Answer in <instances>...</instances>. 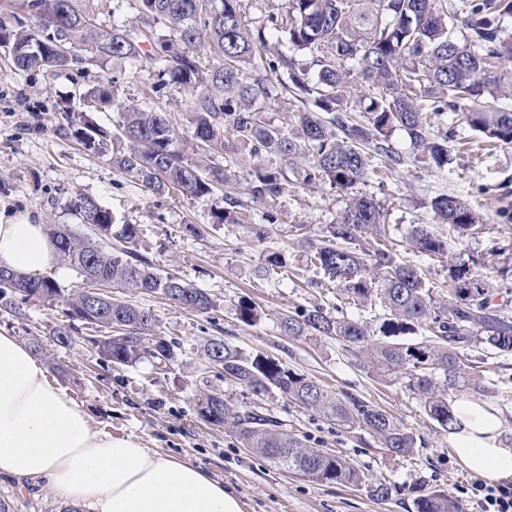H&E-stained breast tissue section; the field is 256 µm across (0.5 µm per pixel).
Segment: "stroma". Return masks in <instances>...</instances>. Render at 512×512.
<instances>
[{"mask_svg": "<svg viewBox=\"0 0 512 512\" xmlns=\"http://www.w3.org/2000/svg\"><path fill=\"white\" fill-rule=\"evenodd\" d=\"M107 79L116 80L124 102L141 101L147 76L130 64L18 71L0 47V205L9 215L27 214L41 224H67L84 234L87 226L80 224L68 204L78 195L93 197L112 211L117 224L137 225L134 248L139 254L208 293L213 307L190 312L156 294L126 293V300L152 311L159 335L183 345L178 362L164 370L148 359L118 368L103 362L90 343L101 333L92 324L78 323L71 347L53 342V329L69 321L66 300L78 286L73 275L59 279L60 295L54 301L21 300L13 311L0 303V329L40 344L37 357L50 366V380L82 404L95 429L137 437L151 450L202 467L232 490L242 512H414L416 495L432 491L447 493L465 512H476L472 491L479 478L460 464L447 432L424 414L415 395L397 381L356 367L334 338H289L279 330L280 315L300 306L320 304L338 317L371 318L370 312L341 298L335 283L307 265L293 232L303 224L312 238L322 236L343 212L345 195L327 188L309 191L289 186L276 204L275 231L260 241L252 227L262 223V207H249L244 223L224 226L211 218L222 204V192L202 199L146 192L135 178L112 168L61 130L63 111L71 107L73 94ZM472 137L471 131L459 130L457 139L466 143V150L456 153L447 169L433 171L416 163L409 137L395 131L391 143L402 157L400 164L385 180L369 177L358 189L384 206L395 258L419 266L438 291L450 286L447 265L413 251L406 231L414 224L432 223L428 203L437 195L451 194L469 203L482 215L483 230L476 237L452 242L451 249L462 260L477 259L494 268L499 288L493 303L512 318V223L498 215L499 195L503 188L512 189V145L479 150L470 147ZM190 224L203 227V237L188 233ZM274 253L284 257L287 273L270 278L264 269ZM243 300L255 308L253 323L238 317ZM214 336L275 358L333 394L350 392L370 400L424 437L425 447L413 456L394 457L367 432L330 425L284 396L265 398L264 407L299 430L308 448L341 454L366 480L392 484L391 499L381 502L363 487L322 484L282 472L242 448L227 429L198 419L201 390L218 389L234 402L252 399L244 387L211 371L203 346ZM487 360L500 393L483 398L482 403L500 418L502 435L511 438L512 354H491ZM0 502L8 504L9 512H64L48 488L24 490L8 479H0Z\"/></svg>", "mask_w": 512, "mask_h": 512, "instance_id": "stroma-1", "label": "stroma"}]
</instances>
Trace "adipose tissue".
Masks as SVG:
<instances>
[{"label":"adipose tissue","mask_w":512,"mask_h":512,"mask_svg":"<svg viewBox=\"0 0 512 512\" xmlns=\"http://www.w3.org/2000/svg\"><path fill=\"white\" fill-rule=\"evenodd\" d=\"M0 267L65 277L45 225L0 220ZM452 448L488 482L512 484V442L498 416L471 401L455 405ZM0 477L46 484L63 504L92 512H241L237 498L201 467L150 451L132 436L94 429L82 406L47 377L17 337L0 332Z\"/></svg>","instance_id":"obj_1"}]
</instances>
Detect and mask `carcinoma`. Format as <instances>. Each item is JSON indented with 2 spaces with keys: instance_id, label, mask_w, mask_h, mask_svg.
Here are the masks:
<instances>
[{
  "instance_id": "cac0c4a2",
  "label": "carcinoma",
  "mask_w": 512,
  "mask_h": 512,
  "mask_svg": "<svg viewBox=\"0 0 512 512\" xmlns=\"http://www.w3.org/2000/svg\"><path fill=\"white\" fill-rule=\"evenodd\" d=\"M140 20L137 36L123 26L99 23L95 0H20L38 30L0 24V46L13 51L16 69L62 68L74 62H128L155 77L138 105L119 98L115 82H99L85 92L89 105L67 113L71 135L112 166L133 175L153 194L205 198L223 190L224 206L212 212L215 224H239L248 204L267 208L265 223L253 225L263 241L277 216L271 207L288 185L329 186L347 195L346 208L319 239L301 235L307 261L336 282L341 297L376 313L378 331L368 322L336 317L320 305L300 307L281 318L288 337L329 336L348 347L354 364L400 380L420 401L426 416L445 431L455 430L454 406L464 394L495 396V381L484 375L479 345L512 353V321L493 305L495 284L489 268L458 260L448 237L429 224H414L408 236L431 260L448 259L451 297L434 295L419 267L397 262L389 247L384 207L358 190L372 172L401 163L391 137L403 130L416 161L430 170L452 163L448 142L455 128H436L430 119L450 111L456 122L478 136L512 144V109L486 98L512 97V0H286L283 12L252 24L244 0H126ZM468 34L458 39L456 30ZM274 33L288 35L289 55L269 51ZM80 44L85 55L54 54V43ZM217 64L205 67L199 51ZM171 83L192 90L187 121L188 149L195 155H224V167L203 175L177 147L182 132L167 113L152 105V94ZM300 103L291 126L270 118L266 106L286 97ZM120 113L124 144L87 113L102 107ZM245 176H240V173ZM431 211L453 237L481 230L483 218L461 198L441 194ZM70 211L92 230L74 234L66 224L48 231L60 261L81 280V292L67 301V316L122 336L97 347L103 361L132 366L149 356L165 368L183 354L181 344L156 334L150 311L110 298L100 306L89 288L120 286L160 294L189 311L207 312L209 295L174 274L162 275L146 257L129 248L138 228H115L112 212L95 198L71 199ZM19 294L49 302L59 296L48 276L31 277L0 269V299ZM414 339L399 341V336ZM217 375L257 397L280 393L299 407L346 430L374 435L395 457H409L424 440L397 423L375 403L344 394L335 397L315 380L284 363L250 354L221 338L204 344ZM200 393L196 413L230 430L242 447L279 470L316 482L358 486L361 471L347 459L309 449L288 423L248 402ZM415 512H462L443 492L414 499Z\"/></svg>"
}]
</instances>
